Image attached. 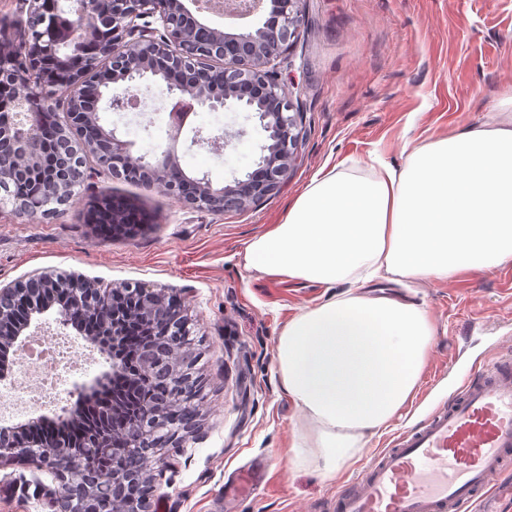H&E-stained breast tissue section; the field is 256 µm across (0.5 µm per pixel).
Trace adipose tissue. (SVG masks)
<instances>
[{
    "mask_svg": "<svg viewBox=\"0 0 512 512\" xmlns=\"http://www.w3.org/2000/svg\"><path fill=\"white\" fill-rule=\"evenodd\" d=\"M246 259L332 290L281 331L275 358L310 424L295 455L336 474L406 404L434 336L422 307L366 285L512 264V113L413 146L400 170L323 173L249 242Z\"/></svg>",
    "mask_w": 512,
    "mask_h": 512,
    "instance_id": "adipose-tissue-1",
    "label": "adipose tissue"
}]
</instances>
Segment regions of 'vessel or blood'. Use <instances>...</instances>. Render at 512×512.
<instances>
[{"mask_svg":"<svg viewBox=\"0 0 512 512\" xmlns=\"http://www.w3.org/2000/svg\"><path fill=\"white\" fill-rule=\"evenodd\" d=\"M512 499V353L480 365L446 405L402 432L329 512H504Z\"/></svg>","mask_w":512,"mask_h":512,"instance_id":"obj_1","label":"vessel or blood"}]
</instances>
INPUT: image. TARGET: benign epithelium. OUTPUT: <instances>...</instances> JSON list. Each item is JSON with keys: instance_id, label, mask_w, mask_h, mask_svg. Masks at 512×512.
Wrapping results in <instances>:
<instances>
[{"instance_id": "obj_1", "label": "benign epithelium", "mask_w": 512, "mask_h": 512, "mask_svg": "<svg viewBox=\"0 0 512 512\" xmlns=\"http://www.w3.org/2000/svg\"><path fill=\"white\" fill-rule=\"evenodd\" d=\"M302 0H227L225 15L239 19L269 12L258 27L226 33L201 22L195 12H207L204 0H25L26 19L6 29L14 49L0 54V204L11 205L19 216L53 210L81 198L86 142L75 144L66 132L87 134L99 164L111 174L144 183L197 208L222 213L271 195L288 177L300 142V113L279 82L274 61L298 38ZM97 67L103 85L119 84L108 98L109 108L125 110L138 86L162 77L167 92L170 137H180L192 109L208 106L216 112L244 108L254 113L268 142L261 146L257 169L243 179L216 185L207 176L192 177L182 169L171 148L151 160L137 158L131 165L128 144L117 130L102 122V96L90 90V69ZM63 88L69 106L51 103L53 88ZM32 149V160L42 165V179L51 193L32 204L16 196L7 179L15 171L19 147ZM42 289L33 294L24 285L0 289V343H7L14 360L29 337L38 316L54 310L58 322L73 327L98 298V312L112 317V347L121 343L124 322L116 309L127 302L148 309L161 300L152 288H75L62 276L40 278ZM104 437L112 440V472L94 482L106 483L121 512H149L148 499L130 491L131 476L120 467L151 442L145 431L127 430L112 422ZM64 439L31 434L0 442V461H37L54 468L48 448L62 450ZM59 512H100L99 502L76 490L59 498Z\"/></svg>"}]
</instances>
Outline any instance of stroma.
I'll return each mask as SVG.
<instances>
[{
	"label": "stroma",
	"mask_w": 512,
	"mask_h": 512,
	"mask_svg": "<svg viewBox=\"0 0 512 512\" xmlns=\"http://www.w3.org/2000/svg\"><path fill=\"white\" fill-rule=\"evenodd\" d=\"M302 34L277 61L284 89L304 112L302 140L278 191L261 203L216 214L100 167L81 192L113 193L142 205L153 224L108 237L83 220L82 201L49 217L0 209V287L39 275H69L104 287L142 284L176 294L197 341L200 422L185 446L164 449L153 472L151 512H324L326 499L400 431L416 424L512 337V264L451 279L389 280L375 295L422 306L434 344L411 400L369 438L357 460L325 479L290 445L304 418L280 387L276 340L324 286L249 268L247 243L287 215L319 173L366 174L371 158L403 168L406 140L421 143L491 121L512 103V0H304ZM205 134L238 138L214 158L192 130L170 142L166 115L106 112L135 156L175 146L182 167L221 185L244 177L266 133L246 113L218 112ZM261 470L252 489L225 503L224 488ZM32 466L0 467V512H47L35 495L51 483Z\"/></svg>",
	"instance_id": "35a3bbf8"
}]
</instances>
